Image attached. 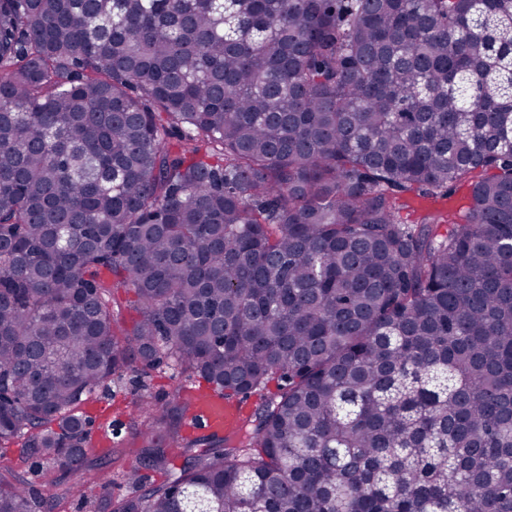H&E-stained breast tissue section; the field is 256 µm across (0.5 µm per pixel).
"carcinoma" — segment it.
<instances>
[{"instance_id":"obj_1","label":"carcinoma","mask_w":512,"mask_h":512,"mask_svg":"<svg viewBox=\"0 0 512 512\" xmlns=\"http://www.w3.org/2000/svg\"><path fill=\"white\" fill-rule=\"evenodd\" d=\"M2 69L0 512L161 364L251 427L140 395L94 512H512V0H0ZM398 197L399 216L407 224H415L426 216L448 214V211L459 218L469 211L471 203L467 183L448 190L403 192ZM114 293L116 299L115 311H118L119 324L123 327H130L138 317L134 292L128 288H114ZM224 402L230 405L243 406L244 416L241 422L242 420L246 421L240 426L242 427L251 418L258 403V396H239L230 400L210 399L201 405L196 418L192 420L194 428L210 432L224 429ZM115 459L110 468L112 475L109 482L110 485L105 487L101 481H98V483H90L83 487L84 497L70 499L69 504L66 506V512H92L90 510H93L95 501L104 493L109 492L112 495L118 496L125 495L132 490L124 482L121 474L133 464V458L130 455L123 454L118 457L115 456Z\"/></svg>"}]
</instances>
